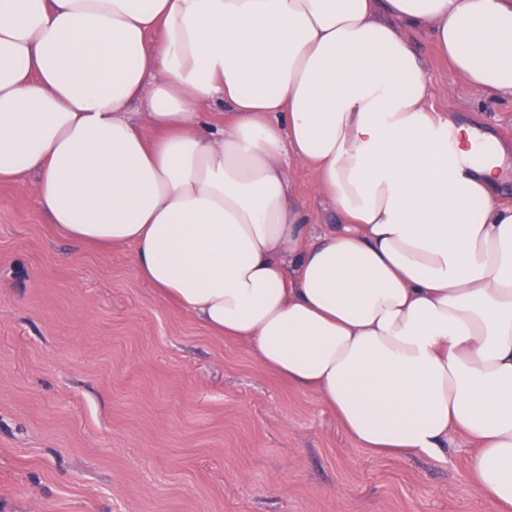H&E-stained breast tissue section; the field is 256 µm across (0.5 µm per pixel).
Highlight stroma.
Instances as JSON below:
<instances>
[{
    "instance_id": "1",
    "label": "stroma",
    "mask_w": 512,
    "mask_h": 512,
    "mask_svg": "<svg viewBox=\"0 0 512 512\" xmlns=\"http://www.w3.org/2000/svg\"><path fill=\"white\" fill-rule=\"evenodd\" d=\"M430 106L507 149L512 103L472 88L413 33ZM295 190L327 224L315 172ZM471 444L375 456L313 391L210 333L141 279L133 250L60 237L33 181L0 182V512H502Z\"/></svg>"
}]
</instances>
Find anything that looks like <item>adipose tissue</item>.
Returning <instances> with one entry per match:
<instances>
[{
    "instance_id": "adipose-tissue-1",
    "label": "adipose tissue",
    "mask_w": 512,
    "mask_h": 512,
    "mask_svg": "<svg viewBox=\"0 0 512 512\" xmlns=\"http://www.w3.org/2000/svg\"><path fill=\"white\" fill-rule=\"evenodd\" d=\"M414 31L512 100V0H0V181L34 178L63 238L131 246L148 285L359 447L436 457L460 433L512 507L506 152L475 160L428 108ZM290 173L294 179L295 190L312 213L314 223H333L331 214L324 205L322 191L313 169L306 164L292 161Z\"/></svg>"
}]
</instances>
